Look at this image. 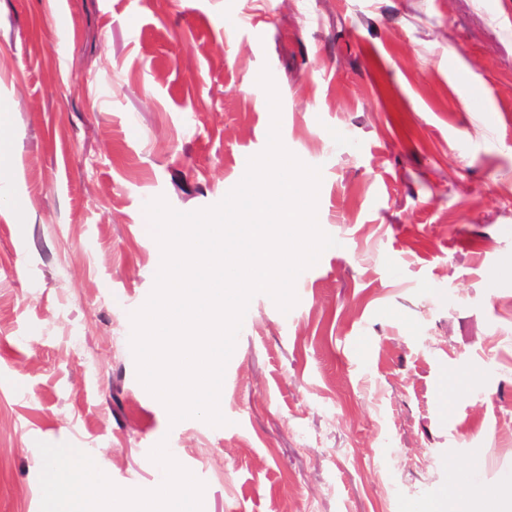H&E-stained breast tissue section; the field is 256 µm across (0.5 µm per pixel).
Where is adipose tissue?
<instances>
[{
	"instance_id": "1",
	"label": "adipose tissue",
	"mask_w": 512,
	"mask_h": 512,
	"mask_svg": "<svg viewBox=\"0 0 512 512\" xmlns=\"http://www.w3.org/2000/svg\"><path fill=\"white\" fill-rule=\"evenodd\" d=\"M45 466L53 477L51 490L62 500L64 512H174V498L201 494L190 475L167 473L151 493L129 506L112 497L104 474L79 462L76 455L49 450Z\"/></svg>"
}]
</instances>
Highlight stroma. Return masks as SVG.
<instances>
[{
	"mask_svg": "<svg viewBox=\"0 0 512 512\" xmlns=\"http://www.w3.org/2000/svg\"><path fill=\"white\" fill-rule=\"evenodd\" d=\"M265 67L337 244L289 312L251 299L226 425L174 424L130 347L144 206L242 180ZM4 102L0 512H56L48 447L122 498L191 473L179 512H455L452 465L512 478V0H0Z\"/></svg>",
	"mask_w": 512,
	"mask_h": 512,
	"instance_id": "obj_1",
	"label": "stroma"
}]
</instances>
